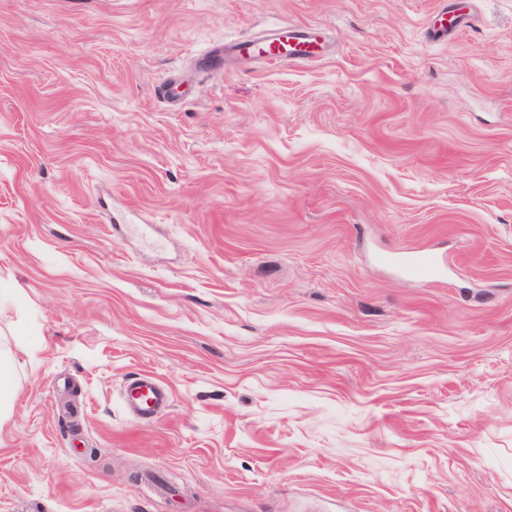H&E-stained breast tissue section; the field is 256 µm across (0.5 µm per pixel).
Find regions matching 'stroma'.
Returning <instances> with one entry per match:
<instances>
[{"instance_id": "1", "label": "stroma", "mask_w": 512, "mask_h": 512, "mask_svg": "<svg viewBox=\"0 0 512 512\" xmlns=\"http://www.w3.org/2000/svg\"><path fill=\"white\" fill-rule=\"evenodd\" d=\"M0 286V512H512V0H0ZM322 49L319 37L309 31L308 27H288L278 29L271 37L257 42H239L233 46L238 50L271 60L286 57L291 61H307L319 57L316 52ZM402 272L412 278H434L440 273V261L434 254H413L400 261ZM19 382L15 354L0 338V419L10 412L17 397ZM126 405L133 417L155 418L169 403V393L154 377L137 376L125 381Z\"/></svg>"}]
</instances>
